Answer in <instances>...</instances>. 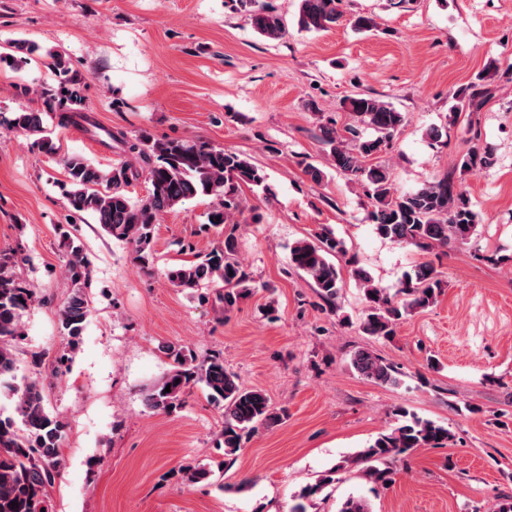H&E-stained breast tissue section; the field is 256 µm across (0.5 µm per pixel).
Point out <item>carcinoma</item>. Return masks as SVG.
Listing matches in <instances>:
<instances>
[{
	"label": "carcinoma",
	"instance_id": "obj_1",
	"mask_svg": "<svg viewBox=\"0 0 512 512\" xmlns=\"http://www.w3.org/2000/svg\"><path fill=\"white\" fill-rule=\"evenodd\" d=\"M342 2L299 0L295 16L298 31L318 33L336 26L344 18ZM225 6L244 15L253 31L268 41L280 40L287 32L286 20L267 10L260 0H225ZM10 48L11 54L0 51V66L12 69L20 67V55L37 51L35 45L22 39L11 42ZM45 56L58 80L57 88L45 94L46 110L56 113L61 127L99 129L86 113L85 76L73 67L66 54L49 49ZM487 96V89L475 85L456 91L449 120L456 121L464 112L480 111ZM342 104L353 116V123L342 129L333 121L322 125L319 140L329 148L336 173L365 188L370 200L367 220L373 224L375 233L423 251L446 248L451 242L469 244L476 232L478 214L454 173L447 172L414 190L400 192L387 168L366 165L367 159L391 147L405 123V114L364 93L347 96ZM12 125L25 135L41 136V146L46 151L55 150L53 143L43 137L42 112H19ZM105 134L120 145L128 159L103 171L81 155L65 157L67 179L62 192L72 215H92L109 236L131 245L134 259L148 268L155 260L154 231L160 218L188 199L199 195L213 197L215 204L208 216V226L224 232V241L204 255L195 252L192 242H185L182 251L192 259L169 268L166 277L174 287L190 293L217 283V301L224 304V312L234 310L249 295L250 285L248 274L236 259L237 237L226 231V226L235 214L242 213L243 187L266 185L265 171L241 155L206 140H159L146 134L128 137L110 130ZM492 162L493 153L488 147L474 145L461 157L458 167L466 171ZM142 177L150 188L146 198L135 202L127 196L125 187ZM57 234L64 249L63 263L71 288L58 310V324L67 343L55 358V371L63 373L69 369L72 353L78 348L91 314L87 288L91 286L92 269L69 226L58 225ZM343 252V241L331 228L323 226L311 238L295 242L290 263L311 281L324 302L334 304L344 281L331 257ZM18 262L17 252L0 251V395L13 402L12 414L0 413V512H53L49 488L63 466L65 423L46 409L45 390L39 378L41 357L33 359L34 375L21 384L17 382L11 342L23 337L21 313L43 301L35 289L14 273ZM351 272L361 284L366 301L360 328L368 336L386 340L395 335L405 316L435 303L442 289L436 269L427 262L412 266L393 294L378 286L365 268L355 265ZM162 352L170 368L161 381L146 391L145 406L170 413L183 405L192 387L202 385L209 400L224 413V461H233L252 432L275 420L268 397L259 390L242 387L237 376L224 366L223 357L212 356L199 363L189 346L173 342L163 345ZM350 367L376 384L399 382L398 368L369 349L355 351ZM449 438L444 426L400 408L394 425L368 447L341 460L331 474L306 487L300 497L316 495L334 481V475L355 467L370 481L387 484L391 481V460L415 448L442 445Z\"/></svg>",
	"mask_w": 512,
	"mask_h": 512
}]
</instances>
